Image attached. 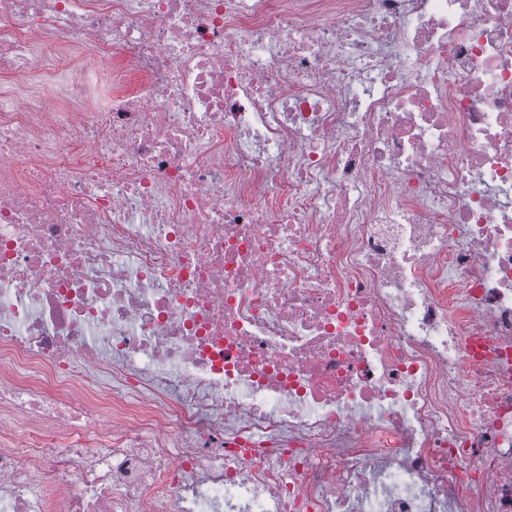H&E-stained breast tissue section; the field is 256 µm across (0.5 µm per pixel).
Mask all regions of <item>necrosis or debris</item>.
<instances>
[{"instance_id": "obj_1", "label": "necrosis or debris", "mask_w": 512, "mask_h": 512, "mask_svg": "<svg viewBox=\"0 0 512 512\" xmlns=\"http://www.w3.org/2000/svg\"><path fill=\"white\" fill-rule=\"evenodd\" d=\"M0 512H512V0H0Z\"/></svg>"}]
</instances>
